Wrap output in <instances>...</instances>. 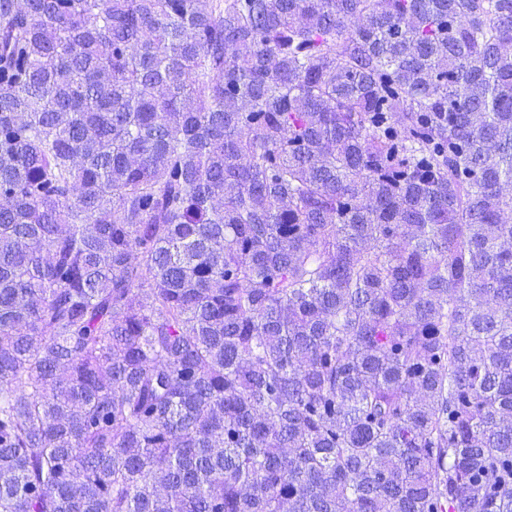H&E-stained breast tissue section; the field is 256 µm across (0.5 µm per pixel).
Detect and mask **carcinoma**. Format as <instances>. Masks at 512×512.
<instances>
[{
	"mask_svg": "<svg viewBox=\"0 0 512 512\" xmlns=\"http://www.w3.org/2000/svg\"><path fill=\"white\" fill-rule=\"evenodd\" d=\"M511 214L512 0H0V512H512Z\"/></svg>",
	"mask_w": 512,
	"mask_h": 512,
	"instance_id": "cac0c4a2",
	"label": "carcinoma"
}]
</instances>
